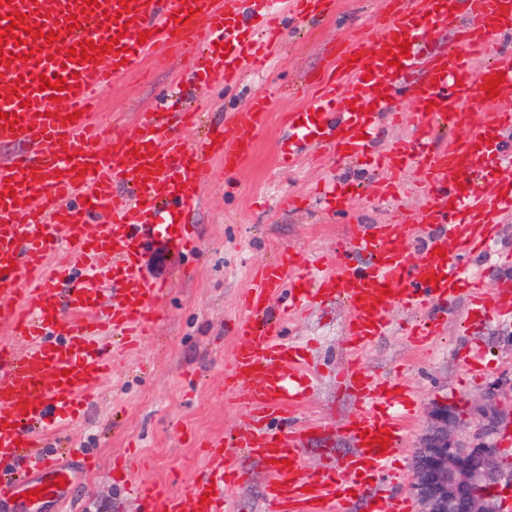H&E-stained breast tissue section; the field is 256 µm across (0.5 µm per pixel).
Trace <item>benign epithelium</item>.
<instances>
[{
    "label": "benign epithelium",
    "mask_w": 512,
    "mask_h": 512,
    "mask_svg": "<svg viewBox=\"0 0 512 512\" xmlns=\"http://www.w3.org/2000/svg\"><path fill=\"white\" fill-rule=\"evenodd\" d=\"M512 395V381L490 386L470 406L479 419L478 432L462 437L448 429L457 407L436 403L413 462L411 492L417 512H499L500 486L512 485V472L498 462L492 440L501 420V399Z\"/></svg>",
    "instance_id": "benign-epithelium-1"
}]
</instances>
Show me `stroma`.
Wrapping results in <instances>:
<instances>
[{
  "instance_id": "stroma-1",
  "label": "stroma",
  "mask_w": 512,
  "mask_h": 512,
  "mask_svg": "<svg viewBox=\"0 0 512 512\" xmlns=\"http://www.w3.org/2000/svg\"><path fill=\"white\" fill-rule=\"evenodd\" d=\"M384 0H333L316 22L285 17L284 34L272 48L269 63L247 72L238 84L197 83L184 56L164 63L147 62L143 74L117 81L100 95V122L135 128L142 115L158 111L167 91L176 87L183 100L198 105L204 127L223 126L247 112L250 100L267 96L270 105L262 127L243 128L254 138L248 163L233 173L209 162L199 201L189 213L198 247L177 251L156 242L139 260L144 279L161 285L153 335L131 352L111 350V377L85 400L77 420L56 428L44 449L51 462L72 473L62 501L31 504L25 497L0 500V512H138L120 484L112 479V462L127 458L134 479L184 489L203 468L202 445L224 439V453L251 473L233 489L235 512H269L266 466L242 459L233 439L245 429L250 408L243 393L226 378L237 345L235 329L245 316L243 299L251 275L277 258L282 249L300 256L331 258L350 244L363 224H381L400 213H413L424 201L417 189L419 167L398 174L402 186L395 198L376 197L381 172L368 163H352L328 150L284 169L276 145L285 136L283 112L304 107V90L330 70L344 47L364 42L379 22ZM326 181L349 184L353 194L343 213H327L318 194ZM512 249V215L501 220L494 250L469 266L483 287L495 289L504 270L496 253ZM445 324L442 335L423 348H412L403 329L410 315L393 309L391 332L359 354L364 369L381 380L399 375L415 393L416 413L406 421L399 482L388 484L390 499L410 498L412 461L435 403L478 401L489 385L512 377V323L484 320L473 324L465 299L439 303L430 310ZM347 307L339 300L315 303L291 316L288 342L301 345L314 372L305 401L294 409L295 421H315L321 434L304 450L307 469L317 470L351 452L348 421L357 409L355 397L336 383V373L351 355L344 331ZM480 352L486 370L471 378L462 358Z\"/></svg>"
}]
</instances>
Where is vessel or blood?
Here are the masks:
<instances>
[{"mask_svg": "<svg viewBox=\"0 0 512 512\" xmlns=\"http://www.w3.org/2000/svg\"><path fill=\"white\" fill-rule=\"evenodd\" d=\"M329 2L0 0V143L20 147L0 162V329L26 341L19 354L0 349V464L29 450L33 467L50 475L43 498L59 499L57 482L70 472L40 455L37 431L77 418L112 369L108 337L131 344L155 322L161 288L140 276L141 252L156 241L192 250L187 215L199 198L207 158L235 171L251 146L229 127L190 143L196 113L161 112L145 115L138 130L115 135L111 151H100L96 92L137 72L147 58L174 52L191 55L205 82H237L265 60L284 15L304 21L323 15ZM16 12L21 19L13 30ZM453 22L457 47L424 54L426 32ZM511 29L512 0H393L370 46L346 47L305 110L286 116L283 163L310 148L370 158L386 174V195L397 189L394 175L416 164L426 201L414 215L361 225L335 262L306 264L287 249L253 279L228 378L251 407L236 444L270 464L271 512H349L358 496L371 497L372 512H410L407 500L379 496L378 486L400 478L394 465L404 426L393 409L407 412L413 405L402 379L374 382L351 357L339 378L359 404L349 430L354 451L306 471L302 453L317 427L291 423L288 414L303 399L296 383L308 374L298 349L281 339L282 317L269 312L273 294L286 291L284 314L342 297L349 310L345 334L357 347L388 334L387 314L397 304L420 311L465 294L472 311L512 318V279L487 293L467 271L470 258L495 240L500 217L512 213V153L499 141L512 125V99L505 96L512 89V58L497 52L499 35ZM86 42L95 49L84 60L73 50ZM404 42L409 54L403 58ZM419 65L424 78L407 90L406 78ZM498 73L504 76L499 93L488 95ZM56 75L65 78L66 89L43 90L42 78ZM404 90L412 102V138L377 149L378 123ZM476 98L484 101L479 114L467 109ZM441 130L463 137L442 140ZM93 224L98 232H90ZM415 227L430 234L413 258L408 243ZM60 228L66 239L57 238ZM59 249L82 264L83 274L48 264ZM441 331L438 319L426 318L413 322L407 336L421 346ZM383 436L390 439L385 448L378 444ZM206 448L204 469L180 493L128 480L124 465L113 466L112 474L146 512H230L227 492L248 472L226 460L223 441Z\"/></svg>", "mask_w": 512, "mask_h": 512, "instance_id": "1", "label": "vessel or blood"}]
</instances>
